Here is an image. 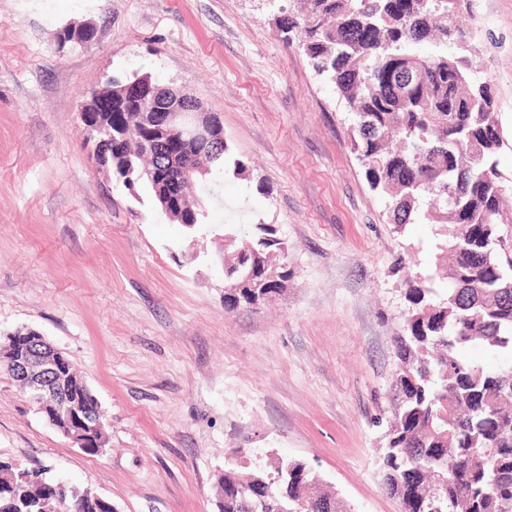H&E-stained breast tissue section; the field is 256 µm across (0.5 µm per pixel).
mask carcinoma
<instances>
[{
    "label": "carcinoma",
    "instance_id": "1",
    "mask_svg": "<svg viewBox=\"0 0 512 512\" xmlns=\"http://www.w3.org/2000/svg\"><path fill=\"white\" fill-rule=\"evenodd\" d=\"M469 0H302L297 13L278 20L316 76L336 89L356 123L352 142L371 189L389 198V222L418 219L440 225L436 247L450 254L443 266L452 288L444 296L434 275L407 279L409 314L395 337L400 370L395 381L399 413L382 457V485L401 512H512V364L496 369L469 360L479 346L512 357V256L502 255L500 209L508 190L497 171L504 141L489 84L469 57L458 17ZM429 43L422 55L416 46ZM422 73L408 97L394 80L412 64ZM135 109L112 107V130L131 123ZM118 163L130 187L154 159L126 144ZM203 163L220 174H239L241 161L228 150ZM172 221L195 236L224 234V306L253 307L280 288L288 270L273 267L285 246L269 224L245 232L240 224H212L207 214ZM69 383L78 404L98 401L77 372ZM275 480L243 488L246 471L224 468L219 512H348L320 492L305 462L279 473L269 460L249 468ZM57 481L40 470L15 469L0 461V512H99L96 494L56 498Z\"/></svg>",
    "mask_w": 512,
    "mask_h": 512
}]
</instances>
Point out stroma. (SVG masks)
<instances>
[{
    "instance_id": "35a3bbf8",
    "label": "stroma",
    "mask_w": 512,
    "mask_h": 512,
    "mask_svg": "<svg viewBox=\"0 0 512 512\" xmlns=\"http://www.w3.org/2000/svg\"><path fill=\"white\" fill-rule=\"evenodd\" d=\"M297 0H0V341L62 352L96 397L106 450L83 452L0 372V460L47 470L114 512H217L227 453L310 464L349 512H400L382 487L396 413L406 272L428 273L433 224L396 231L349 135L352 115L278 19ZM96 26L59 51L62 26ZM488 80L512 178V0L461 18ZM147 73L219 118L230 159L213 222L270 224L286 288L227 310L224 274L149 196L96 169L86 91Z\"/></svg>"
}]
</instances>
